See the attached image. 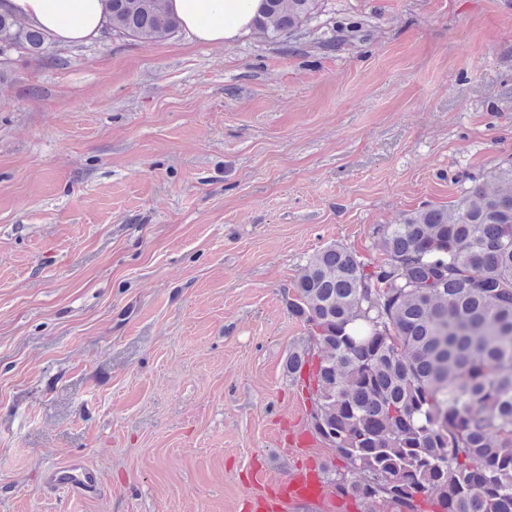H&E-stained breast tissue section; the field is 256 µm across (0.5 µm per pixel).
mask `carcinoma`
Returning a JSON list of instances; mask_svg holds the SVG:
<instances>
[{
  "label": "carcinoma",
  "instance_id": "carcinoma-1",
  "mask_svg": "<svg viewBox=\"0 0 512 512\" xmlns=\"http://www.w3.org/2000/svg\"><path fill=\"white\" fill-rule=\"evenodd\" d=\"M108 32L145 45L179 23L166 0H107ZM258 31L297 44L322 0H263ZM336 25L326 52L357 47ZM48 37L0 12V51L37 58ZM472 179L451 207L424 205L380 229L386 258L330 244L288 301L309 344L315 436L344 469L331 486L362 512H512V163Z\"/></svg>",
  "mask_w": 512,
  "mask_h": 512
}]
</instances>
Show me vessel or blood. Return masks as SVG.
<instances>
[{"label": "vessel or blood", "mask_w": 512, "mask_h": 512, "mask_svg": "<svg viewBox=\"0 0 512 512\" xmlns=\"http://www.w3.org/2000/svg\"><path fill=\"white\" fill-rule=\"evenodd\" d=\"M48 482L52 487L83 494L97 492L100 485L94 471L74 463L53 466ZM254 482L257 491L250 501L252 512H290L297 504L320 507L330 498L319 476L304 464L294 466L274 482L263 473H255Z\"/></svg>", "instance_id": "vessel-or-blood-1"}]
</instances>
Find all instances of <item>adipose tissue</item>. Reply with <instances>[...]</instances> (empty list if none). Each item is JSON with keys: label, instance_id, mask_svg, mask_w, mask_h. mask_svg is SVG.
<instances>
[{"label": "adipose tissue", "instance_id": "obj_1", "mask_svg": "<svg viewBox=\"0 0 512 512\" xmlns=\"http://www.w3.org/2000/svg\"><path fill=\"white\" fill-rule=\"evenodd\" d=\"M0 8L62 45L94 41L109 23L106 0H0ZM167 9L190 39L229 44L250 31L263 0H167Z\"/></svg>", "mask_w": 512, "mask_h": 512}]
</instances>
